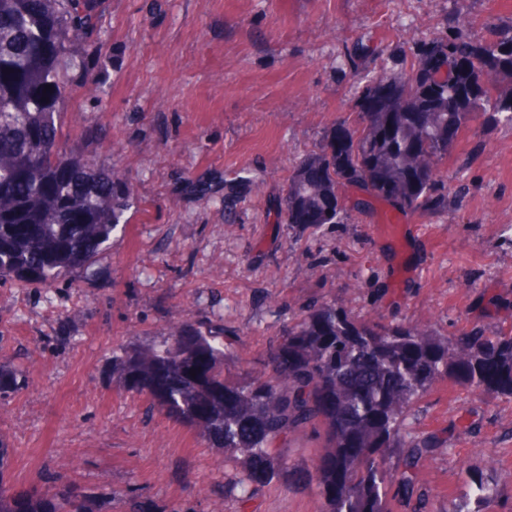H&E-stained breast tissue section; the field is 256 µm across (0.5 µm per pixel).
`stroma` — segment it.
Here are the masks:
<instances>
[{
    "label": "stroma",
    "mask_w": 512,
    "mask_h": 512,
    "mask_svg": "<svg viewBox=\"0 0 512 512\" xmlns=\"http://www.w3.org/2000/svg\"><path fill=\"white\" fill-rule=\"evenodd\" d=\"M457 17L468 21L466 37L492 40L512 25V8L505 0H108L86 45L112 59L103 101L67 98L64 113L81 112L82 121L64 123L63 139L92 167L124 174L135 207L61 289L0 286V362L37 382L0 406L12 485L38 479L50 493L64 475L94 512H113L117 492L158 512H241L244 464L214 468L218 452L196 429L150 410L112 377L114 349L158 342L189 312L223 315L224 374L234 382L262 369L299 308L323 298L394 321L428 316L444 336L475 325L512 331L511 125L459 139L441 165L447 206L404 218L422 236H374L389 211L380 201L314 231L274 221L294 167L336 123L358 121V74L405 80L413 44ZM357 43L367 52L352 66L345 54ZM191 178L211 190L185 191ZM227 182L239 187L231 224ZM413 426L453 448L434 463L427 490L444 499L487 471L502 491L488 512H512V463H487L488 450L512 446L511 399L441 381L416 404ZM323 444L322 429L302 431L285 451L290 472L259 486L248 512H322L316 485L295 472Z\"/></svg>",
    "instance_id": "obj_1"
}]
</instances>
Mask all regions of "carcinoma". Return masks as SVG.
I'll return each mask as SVG.
<instances>
[{
	"mask_svg": "<svg viewBox=\"0 0 512 512\" xmlns=\"http://www.w3.org/2000/svg\"><path fill=\"white\" fill-rule=\"evenodd\" d=\"M106 0H0V281L17 288L57 286L103 251L128 224L133 192L113 170L95 169L62 142V106L86 80L101 82L107 57L83 54L68 38L79 25L90 40ZM458 20L448 32L415 43L412 80L389 96V84L360 78L361 119L336 125L319 149L293 170L278 224L301 230L341 222L339 190L359 185L403 214L444 207L448 183L441 162L464 130L512 124V30L466 42ZM462 56L466 67L436 80L438 49ZM501 64L500 79L476 88L472 76ZM52 90L44 91L45 85ZM224 317L192 314L164 328L147 349L112 352V374L150 409L199 429L224 461H242L240 504L250 487L289 469L282 447L296 430L319 420L324 452L303 477L316 483L322 512H485L500 496L495 480L471 475L448 503L431 507L416 475L420 458L444 456L448 441L419 435L409 417L439 380L512 397V332L491 336L479 326L459 336L418 333L409 321L355 315L323 299L302 308L270 349L266 370L243 383L224 377ZM469 356H456L457 346ZM196 371L191 375L190 371ZM284 373L288 386L275 376ZM24 370L0 364V404L28 387ZM398 450L401 463L389 462ZM11 445L0 436V512H93L64 478L53 495L16 489L7 480Z\"/></svg>",
	"mask_w": 512,
	"mask_h": 512,
	"instance_id": "carcinoma-1",
	"label": "carcinoma"
}]
</instances>
